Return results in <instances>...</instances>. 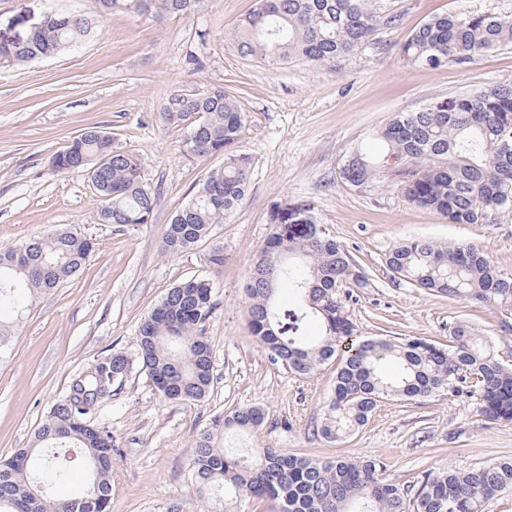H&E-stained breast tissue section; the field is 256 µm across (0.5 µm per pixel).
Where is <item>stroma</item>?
<instances>
[{
	"label": "stroma",
	"mask_w": 512,
	"mask_h": 512,
	"mask_svg": "<svg viewBox=\"0 0 512 512\" xmlns=\"http://www.w3.org/2000/svg\"><path fill=\"white\" fill-rule=\"evenodd\" d=\"M397 27L335 62L265 66L224 42L254 0H203L190 16L114 14L61 53L0 72V250L65 227L90 240L82 272L39 294L29 311L5 315L11 349L0 357V457L32 447L49 407L65 397L76 374L98 358L133 353L139 323L181 282L213 284L217 306L206 324L214 383L200 402L165 400L132 372L103 415L117 447L112 455L111 512H166L182 501L203 512L189 480L197 434L237 406L263 407L266 420L231 448H271L315 459L372 457L383 475L411 484L424 472L470 468L512 458V422L483 417L475 401L437 395L383 403L358 433L340 442L317 434L333 389L337 361L301 378L272 364L251 337L244 284L271 232L275 204L310 207L324 232L348 248L369 286L348 302L359 338L415 336L448 341V324L467 318L501 356L512 332L500 309L425 293L394 278L384 258L404 238L471 242L512 270V209L481 224H452L413 204L392 178L360 186L342 169L353 153L383 152L380 131L395 113L512 85V47L472 62L415 67L401 44L429 18L451 13L512 22V0H366ZM93 0H0V31L9 19L47 13H90ZM235 93L246 123L238 150L253 160L249 190L208 239L177 255L160 250L166 224L222 165L219 156L186 157L183 128L161 118L177 88ZM98 126L134 152L158 202L148 224L99 223L102 201L85 172H61L54 154L84 129ZM215 246L224 265L210 267Z\"/></svg>",
	"instance_id": "35a3bbf8"
}]
</instances>
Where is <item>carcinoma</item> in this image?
Returning a JSON list of instances; mask_svg holds the SVG:
<instances>
[{"label":"carcinoma","instance_id":"carcinoma-1","mask_svg":"<svg viewBox=\"0 0 512 512\" xmlns=\"http://www.w3.org/2000/svg\"><path fill=\"white\" fill-rule=\"evenodd\" d=\"M96 15L194 13L202 0H94ZM395 16L379 17L364 0H256L254 8L225 39L241 56L263 65L304 61L327 64L366 44L381 27L395 28ZM92 21L81 14H47L42 27L22 41L0 38V69L57 55L80 41ZM512 46V23L490 16L430 18L401 45L404 59L438 68L450 61L471 62ZM166 123L186 130V152L222 156L198 192L166 225L161 247L179 254L208 238L245 197L251 158L238 152L245 114L237 97L222 89L171 93L162 106ZM384 155L343 167L344 179L362 185L390 174L408 199L443 214L452 224H482L491 210L512 207V86L482 89L452 101L434 100L414 112L395 115L381 131ZM60 171H84L102 198V224H149L157 195L145 181L136 155L116 146L112 136L89 127L51 159ZM298 212L303 223L281 212ZM272 230L253 260L245 284L248 326L271 361L299 377H309L336 356L355 334L347 310L353 289L369 280L336 238L316 223L303 205H277ZM92 243L59 229L45 237L0 250V310L25 311L39 293L57 287L86 264ZM401 281L426 292L477 301L512 313V271L494 265L471 243H439L408 238L385 257ZM286 285L300 303L278 302ZM216 302L207 279L182 282L141 320L132 355L114 353L96 361L71 382L40 425L35 448H21L0 460V512H109L112 496V428L96 417L133 367L155 390L175 402H200L214 381L212 348L205 324ZM311 317L323 328L317 339L304 336ZM448 344L420 337L361 340L341 360L322 436L340 441L355 435L384 401H407L446 394L476 401L481 414L512 421V360L496 354L468 320L448 326ZM394 367L388 371V367ZM264 422L258 406L232 408L214 418L196 438L189 478L199 493L222 491L224 512L242 499L274 502L279 512H484V504L512 491V459L483 466L428 471L416 489L382 477L376 458L313 459L269 448L242 453L221 446L228 431H255ZM77 448L88 470L86 490L57 500L47 490L69 480L71 461L55 456L33 471L39 447Z\"/></svg>","mask_w":512,"mask_h":512}]
</instances>
